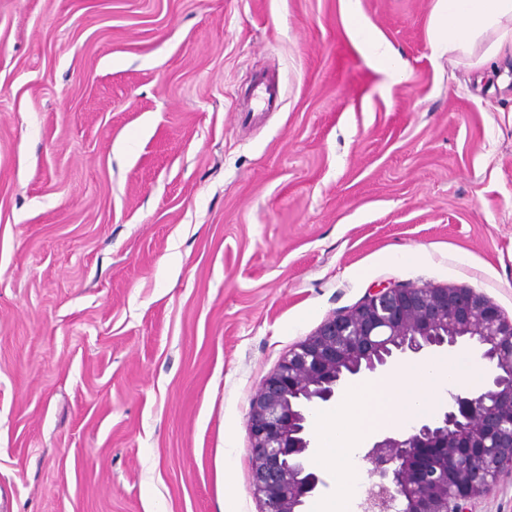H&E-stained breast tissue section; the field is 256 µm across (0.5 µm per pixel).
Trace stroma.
<instances>
[{
	"label": "stroma",
	"mask_w": 512,
	"mask_h": 512,
	"mask_svg": "<svg viewBox=\"0 0 512 512\" xmlns=\"http://www.w3.org/2000/svg\"><path fill=\"white\" fill-rule=\"evenodd\" d=\"M435 2L0 0V512H262L250 401L327 318H512V54ZM357 34L364 42L369 43L370 55L375 61L383 65L390 76H403L406 72V63L397 56L392 47L383 41H370L363 30H358Z\"/></svg>",
	"instance_id": "stroma-1"
}]
</instances>
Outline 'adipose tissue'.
I'll return each instance as SVG.
<instances>
[{
	"mask_svg": "<svg viewBox=\"0 0 512 512\" xmlns=\"http://www.w3.org/2000/svg\"><path fill=\"white\" fill-rule=\"evenodd\" d=\"M435 10L438 55L469 49L487 33L494 39L482 61L512 52V0H436Z\"/></svg>",
	"mask_w": 512,
	"mask_h": 512,
	"instance_id": "adipose-tissue-1",
	"label": "adipose tissue"
}]
</instances>
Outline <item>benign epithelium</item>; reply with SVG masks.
<instances>
[{
  "label": "benign epithelium",
  "instance_id": "1",
  "mask_svg": "<svg viewBox=\"0 0 512 512\" xmlns=\"http://www.w3.org/2000/svg\"><path fill=\"white\" fill-rule=\"evenodd\" d=\"M469 340L489 371L439 416L377 437L364 455L374 477L359 512H468L512 463V319L467 288H376L323 322L278 363L253 397L247 428L262 512H303L323 479L304 460L311 413L350 380Z\"/></svg>",
  "mask_w": 512,
  "mask_h": 512
}]
</instances>
